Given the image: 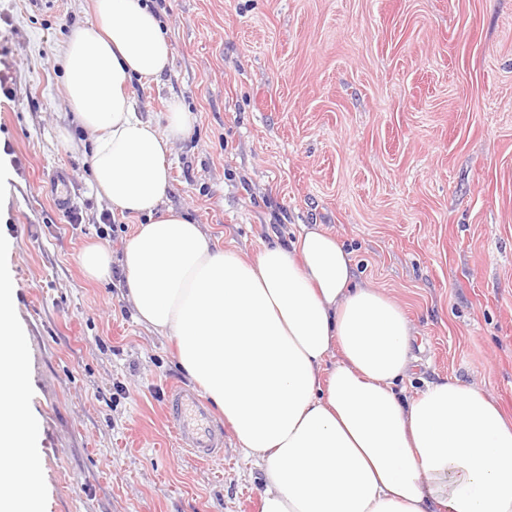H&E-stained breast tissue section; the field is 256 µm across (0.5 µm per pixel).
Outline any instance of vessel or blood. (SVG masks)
I'll return each mask as SVG.
<instances>
[{
  "label": "vessel or blood",
  "mask_w": 512,
  "mask_h": 512,
  "mask_svg": "<svg viewBox=\"0 0 512 512\" xmlns=\"http://www.w3.org/2000/svg\"><path fill=\"white\" fill-rule=\"evenodd\" d=\"M166 403L171 427L182 448L201 462L222 456L224 430L214 423L207 402L197 391L178 384L170 386Z\"/></svg>",
  "instance_id": "1"
}]
</instances>
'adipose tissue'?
Wrapping results in <instances>:
<instances>
[{
	"label": "adipose tissue",
	"mask_w": 512,
	"mask_h": 512,
	"mask_svg": "<svg viewBox=\"0 0 512 512\" xmlns=\"http://www.w3.org/2000/svg\"><path fill=\"white\" fill-rule=\"evenodd\" d=\"M91 9L64 44L62 93L94 136L95 191L141 219L122 258L127 295L176 339L180 368L260 466L261 512H512V422L455 377L404 396L408 321L357 280L336 237L305 227L246 259L164 208L167 155L191 116L171 103L158 128L129 88L159 79L173 47L144 0ZM15 289L0 274V512H39L18 472L37 469L40 431L20 384Z\"/></svg>",
	"instance_id": "ef3b65f1"
}]
</instances>
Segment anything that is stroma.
<instances>
[{
    "instance_id": "obj_1",
    "label": "stroma",
    "mask_w": 512,
    "mask_h": 512,
    "mask_svg": "<svg viewBox=\"0 0 512 512\" xmlns=\"http://www.w3.org/2000/svg\"><path fill=\"white\" fill-rule=\"evenodd\" d=\"M148 5L173 60L132 83L138 112L162 129L176 100L193 119L170 147L166 206L248 257L321 225L422 346L407 394L455 376L512 417V0ZM90 18V0H0V270L42 429L41 512H250L263 476L232 430L205 464L174 440L173 342L79 264L98 241L120 260L139 222L96 195L61 94L64 43ZM58 170L81 223L53 205Z\"/></svg>"
}]
</instances>
